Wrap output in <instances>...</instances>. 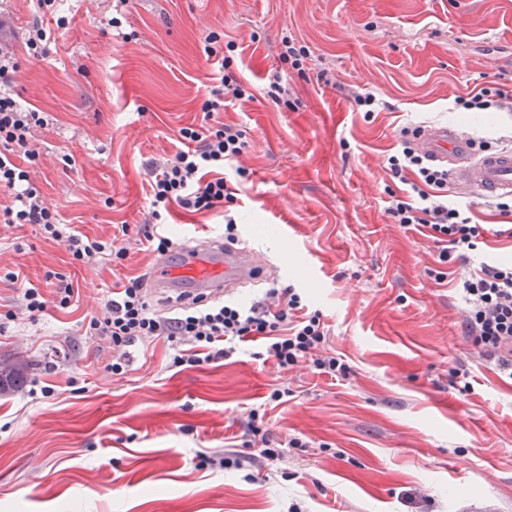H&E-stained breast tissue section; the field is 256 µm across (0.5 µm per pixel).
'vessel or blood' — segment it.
<instances>
[{"label": "vessel or blood", "mask_w": 512, "mask_h": 512, "mask_svg": "<svg viewBox=\"0 0 512 512\" xmlns=\"http://www.w3.org/2000/svg\"><path fill=\"white\" fill-rule=\"evenodd\" d=\"M418 146L428 158L448 169L456 187L484 198L512 196V148L477 149L471 136L456 128H423ZM276 267L252 247L200 241L175 248L154 265V292L175 298L186 295L217 300L248 284L274 278Z\"/></svg>", "instance_id": "obj_1"}]
</instances>
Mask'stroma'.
I'll return each mask as SVG.
<instances>
[{
    "instance_id": "35a3bbf8",
    "label": "stroma",
    "mask_w": 512,
    "mask_h": 512,
    "mask_svg": "<svg viewBox=\"0 0 512 512\" xmlns=\"http://www.w3.org/2000/svg\"><path fill=\"white\" fill-rule=\"evenodd\" d=\"M32 14L30 0H0L17 100L46 119L33 130L34 182L61 223L117 240L128 257L118 268L75 262L38 227L0 223V366L27 363L0 394V512H512V375L478 355L460 290L482 264L512 260V212L449 188L485 233L439 283L434 243L385 211L402 128L450 124L512 147V112L455 104L490 81L512 87V0H129L117 29L111 0H56L41 57L25 45ZM211 33L251 93L220 114L248 141L224 169L237 238L270 250L278 286L321 313L348 378L307 362L279 373L257 340L223 362L176 367L162 339L115 376L109 340L86 333L119 277L158 259L141 242L146 164L180 150V128L205 122L201 105L221 78L204 52ZM286 35L310 49L303 70L279 57ZM276 66L285 104L265 88ZM322 68L335 85L318 83ZM348 84L375 95V112L341 93ZM166 222L177 246L225 239L220 210L174 205ZM9 271L39 287L64 276L78 298L30 316ZM283 381L294 394L273 405ZM254 409L302 447L251 477L199 467V453L242 452Z\"/></svg>"
}]
</instances>
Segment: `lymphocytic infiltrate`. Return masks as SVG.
Instances as JSON below:
<instances>
[{"instance_id":"lymphocytic-infiltrate-1","label":"lymphocytic infiltrate","mask_w":512,"mask_h":512,"mask_svg":"<svg viewBox=\"0 0 512 512\" xmlns=\"http://www.w3.org/2000/svg\"><path fill=\"white\" fill-rule=\"evenodd\" d=\"M17 68L15 54L0 50V188L14 192L12 206L1 209L0 218L8 224L39 226L49 239L64 243L72 260H125L126 248L89 238L61 224L33 183L29 166L36 161L37 152L31 143L32 130L44 125L45 119L14 98L12 84ZM247 96L237 76L224 73L220 87L212 89L202 105L209 125L180 129L182 149L172 158L148 163L152 197L149 222L154 230L144 239L158 254H166L172 245L163 222L170 204L194 214L234 203L235 194L219 172L241 157L247 145L246 132L235 125L213 122L212 117L223 111L225 103ZM416 136V130L402 128L400 148L388 158L393 184L386 189V212L401 226L427 228L439 249L440 268L433 277L441 281L445 278L443 264L465 259L468 252L476 250L484 230L449 203L445 192L448 172L428 162L415 146ZM145 285L144 276H124L88 322L90 334L108 337L112 343V374L128 371L133 347L158 338L166 339L172 347L174 366L199 367L230 358L235 342L249 337L262 339L267 357L273 359L280 373L308 359L318 373L344 379L350 374L343 360L326 352L328 331L321 315L309 311L296 288H270L263 298L249 302L182 300L161 313L148 303ZM461 288L468 303L466 329L473 345L484 358L511 370L512 263L482 265L462 281ZM264 423L259 411L250 412L248 431L260 446L258 454L233 458L204 454L201 464L223 469H240L247 464L263 468L280 461L285 448L301 447L297 438L274 439Z\"/></svg>"}]
</instances>
